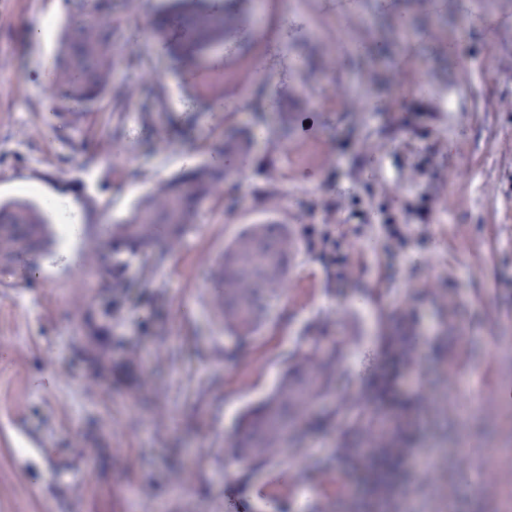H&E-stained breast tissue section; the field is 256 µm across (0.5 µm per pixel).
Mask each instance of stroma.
<instances>
[{"label":"stroma","mask_w":512,"mask_h":512,"mask_svg":"<svg viewBox=\"0 0 512 512\" xmlns=\"http://www.w3.org/2000/svg\"><path fill=\"white\" fill-rule=\"evenodd\" d=\"M418 2L237 0L201 42L151 22L210 0H132L125 48L161 78L163 103L145 122L138 103L104 102L73 126L47 112L38 70L63 0H0V200L60 206L81 228L53 225L70 263L0 268V512H225L230 496L247 512H512V486L489 497L460 465L461 449L488 448L512 470V405L494 391L512 382V0ZM110 123L124 129L115 144ZM235 131L251 138L247 166L201 203L163 265L129 269L112 367L97 370L103 339L83 318L103 302L89 272L100 225ZM264 221L285 224L297 250L285 292L243 339L225 333L209 277ZM325 235L344 279L306 247ZM312 331L337 348L336 387L287 452L305 462L298 482L268 499L286 457L245 466L224 445ZM400 332L403 351L390 343ZM460 375L476 412L460 411ZM346 398L393 417L397 447L432 449L437 475L396 468L378 487L337 455L346 440L373 445L337 414Z\"/></svg>","instance_id":"obj_1"}]
</instances>
